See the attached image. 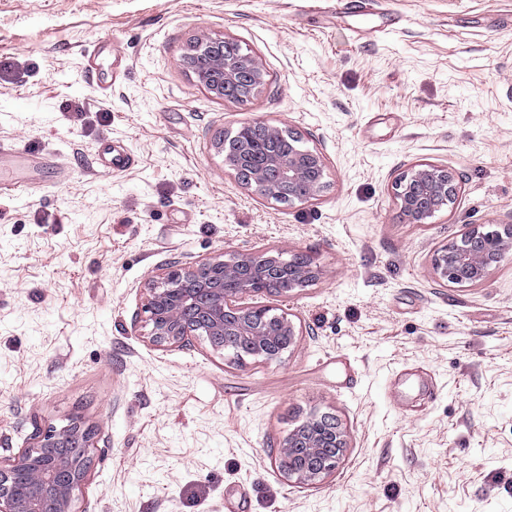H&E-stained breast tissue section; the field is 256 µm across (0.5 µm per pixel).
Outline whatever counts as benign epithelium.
<instances>
[{
  "instance_id": "1",
  "label": "benign epithelium",
  "mask_w": 512,
  "mask_h": 512,
  "mask_svg": "<svg viewBox=\"0 0 512 512\" xmlns=\"http://www.w3.org/2000/svg\"><path fill=\"white\" fill-rule=\"evenodd\" d=\"M228 39H200L197 47L211 49L212 70L221 87L216 93L228 101L252 98L266 86L265 72L258 59L242 50L228 58L223 46ZM247 91V96L240 95ZM269 150L254 165L243 153L224 156V167L232 171L251 192L277 202L304 204L328 188L327 165L315 150L285 156L275 148L278 138L291 134L289 127L266 124ZM392 195L411 224H429L439 212L452 208L458 196L459 179L445 166L417 164L393 181ZM512 252V231L501 234L472 228L460 239L436 249L432 257L435 277L445 283L463 285L487 278L502 258ZM260 256L242 252L216 255L187 264L147 283L144 313L149 341L157 347L182 346L193 336H224L249 346V355L279 360L283 351L270 354L268 345L278 336L297 343L302 327L290 313H273L269 308L248 307L244 297L264 291L288 297L293 290L316 281L319 271L312 264L288 270L292 278L284 292L277 288L283 269L277 263L258 264ZM316 429L295 427L277 451L284 475L299 483L312 484L328 476L339 462L348 435L342 424L324 413L310 416ZM35 445L7 460L0 459V512H72L76 490L83 484L87 468H75L65 456H53L48 448H79L89 457L94 434L74 421L62 429L34 434Z\"/></svg>"
}]
</instances>
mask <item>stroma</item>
Here are the masks:
<instances>
[{"instance_id": "obj_1", "label": "stroma", "mask_w": 512, "mask_h": 512, "mask_svg": "<svg viewBox=\"0 0 512 512\" xmlns=\"http://www.w3.org/2000/svg\"><path fill=\"white\" fill-rule=\"evenodd\" d=\"M375 2L0 0V143L47 159L0 164V457L81 417L73 512H512V253L471 286L431 264L512 226V0ZM205 37L265 89L227 101L180 66ZM256 120L322 153L324 193L264 200L225 169L219 140ZM105 142L133 164L100 173ZM419 163L461 182L429 224L391 193ZM241 251L317 265L245 299L296 315V346L240 365L152 345L148 280ZM322 413L348 446L295 483L275 450Z\"/></svg>"}]
</instances>
